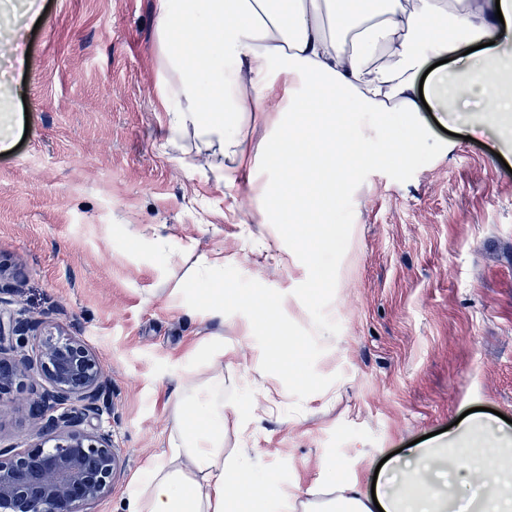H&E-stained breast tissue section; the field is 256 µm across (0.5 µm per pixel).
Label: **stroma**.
<instances>
[{
  "instance_id": "obj_1",
  "label": "stroma",
  "mask_w": 512,
  "mask_h": 512,
  "mask_svg": "<svg viewBox=\"0 0 512 512\" xmlns=\"http://www.w3.org/2000/svg\"><path fill=\"white\" fill-rule=\"evenodd\" d=\"M154 0H37L42 21L10 71L0 114L15 117L0 151V262L12 307L83 336L112 381L121 464L95 512H122L134 477L167 442L182 369L210 336L224 358V402L248 415L226 449L256 448V480L296 500L316 483L371 485L379 462L482 408L512 419V152L498 134L422 113L446 147L406 182L375 172L355 190L354 220L315 368L334 376L300 413L260 368L240 312L210 308L208 281L171 288L203 252L284 295L306 266L248 184L227 188L196 162L192 139L164 151Z\"/></svg>"
}]
</instances>
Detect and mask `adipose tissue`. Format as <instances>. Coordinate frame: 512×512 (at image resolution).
Here are the masks:
<instances>
[{"mask_svg": "<svg viewBox=\"0 0 512 512\" xmlns=\"http://www.w3.org/2000/svg\"><path fill=\"white\" fill-rule=\"evenodd\" d=\"M154 11L167 146L194 132L229 187L265 170L259 197L273 211L335 208L349 162L364 156L349 125L353 105L382 121L392 112L417 121L425 104L512 120L504 65L473 51L512 33V0H155ZM434 58L452 69L429 70ZM276 89L280 102L267 106ZM254 114L269 133L253 147L241 129ZM286 169L293 177L284 181ZM223 270V258L200 254L170 295L203 273L213 278L211 307L223 311L232 293ZM198 357L209 376L181 374L167 449L131 483L125 512H290L286 489L249 478L248 449L224 448L241 415L224 406L223 341ZM307 494L303 512H512V431L472 418L447 441L411 449L381 495L356 480Z\"/></svg>", "mask_w": 512, "mask_h": 512, "instance_id": "1", "label": "adipose tissue"}]
</instances>
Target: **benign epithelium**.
Returning a JSON list of instances; mask_svg holds the SVG:
<instances>
[{
  "label": "benign epithelium",
  "instance_id": "7a95c632",
  "mask_svg": "<svg viewBox=\"0 0 512 512\" xmlns=\"http://www.w3.org/2000/svg\"><path fill=\"white\" fill-rule=\"evenodd\" d=\"M19 408L38 428L0 444V512H91L120 463L108 374L82 337L0 308V415Z\"/></svg>",
  "mask_w": 512,
  "mask_h": 512
}]
</instances>
